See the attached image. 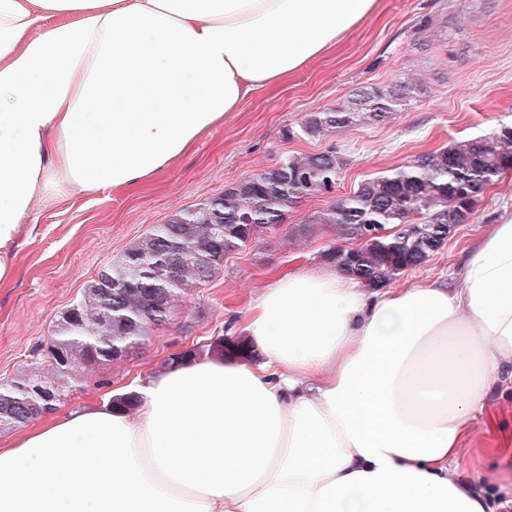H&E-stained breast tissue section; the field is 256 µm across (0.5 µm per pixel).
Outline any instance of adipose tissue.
Returning <instances> with one entry per match:
<instances>
[{"label": "adipose tissue", "instance_id": "1", "mask_svg": "<svg viewBox=\"0 0 512 512\" xmlns=\"http://www.w3.org/2000/svg\"><path fill=\"white\" fill-rule=\"evenodd\" d=\"M379 0H0V288L25 217L143 184L253 92L335 48ZM236 328L252 359L188 357L128 410L22 426L0 512H491L448 475L512 381V211L457 283L274 277Z\"/></svg>", "mask_w": 512, "mask_h": 512}]
</instances>
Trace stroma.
<instances>
[{
	"label": "stroma",
	"instance_id": "obj_1",
	"mask_svg": "<svg viewBox=\"0 0 512 512\" xmlns=\"http://www.w3.org/2000/svg\"><path fill=\"white\" fill-rule=\"evenodd\" d=\"M407 77L417 79L423 92L386 121L345 128L329 139L284 140V130L309 113L347 105L359 89ZM503 125H512V0H381L378 13L336 49L281 86L255 92L240 112L148 183L106 189L31 215L35 229L23 240L16 280L0 289V380L26 368L47 342L53 323L81 300L101 268L174 211L197 207L287 155L335 147L344 161L336 188L289 210L288 224H301L381 172ZM507 209L512 210V173L487 188L472 220L457 225L447 244L428 262L401 274V282L451 276L466 246ZM336 240L334 227L321 225L294 244L280 231L228 255L223 271L192 291L147 346L126 361L76 376L58 413L105 404L107 392L160 372L163 360L181 349L209 355L216 338L234 335L235 319L271 273L299 261L320 265L322 251ZM456 465L462 475L486 473L492 485L512 483L511 388L490 397Z\"/></svg>",
	"mask_w": 512,
	"mask_h": 512
}]
</instances>
